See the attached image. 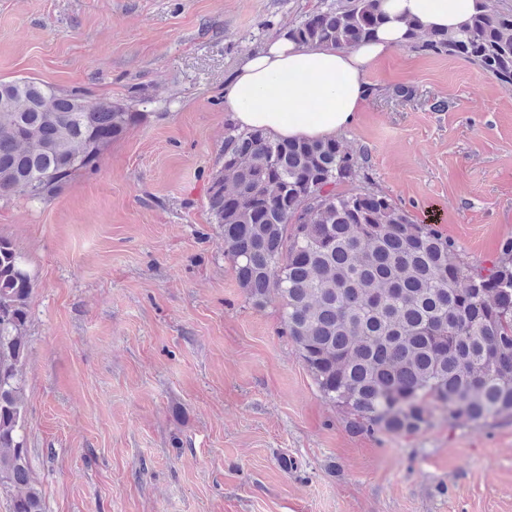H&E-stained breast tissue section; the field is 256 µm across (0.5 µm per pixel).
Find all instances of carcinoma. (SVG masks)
<instances>
[{"label": "carcinoma", "instance_id": "obj_1", "mask_svg": "<svg viewBox=\"0 0 512 512\" xmlns=\"http://www.w3.org/2000/svg\"><path fill=\"white\" fill-rule=\"evenodd\" d=\"M379 0L318 7L289 29L299 44L354 47L385 18ZM410 45L462 57L512 90V11L461 30L409 24ZM140 118L34 79L0 81V199L46 200ZM363 158L336 138L274 139L227 128L207 206L252 304L276 300L321 396L359 432L397 436L512 416V238L484 270L389 196L354 187ZM32 278L0 237V493L9 512H44L24 434L23 366Z\"/></svg>", "mask_w": 512, "mask_h": 512}]
</instances>
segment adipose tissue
Masks as SVG:
<instances>
[{"instance_id":"1","label":"adipose tissue","mask_w":512,"mask_h":512,"mask_svg":"<svg viewBox=\"0 0 512 512\" xmlns=\"http://www.w3.org/2000/svg\"><path fill=\"white\" fill-rule=\"evenodd\" d=\"M485 0H380L375 36L354 48L310 47L277 34L246 54L224 83V110L242 131L327 139L354 127L373 89L367 73L408 42L409 25L458 31Z\"/></svg>"}]
</instances>
